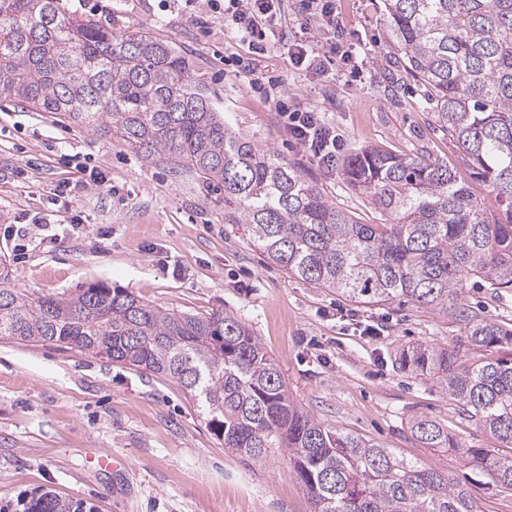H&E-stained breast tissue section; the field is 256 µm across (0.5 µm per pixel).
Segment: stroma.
Returning <instances> with one entry per match:
<instances>
[{
    "label": "stroma",
    "instance_id": "stroma-1",
    "mask_svg": "<svg viewBox=\"0 0 512 512\" xmlns=\"http://www.w3.org/2000/svg\"><path fill=\"white\" fill-rule=\"evenodd\" d=\"M67 6L187 49L225 124L360 223L380 216L342 172H323L290 142L274 102L252 79L282 83L289 107L320 112L341 135L344 154L378 147L430 155L467 182L483 209L504 208L491 186L471 178L425 88L389 52L381 0H339L350 59L325 78L289 68L282 50L253 53L222 22L197 28L184 0ZM64 154L85 158L107 185L56 196V186L76 175L61 164ZM102 228L108 238H99ZM0 259L5 287L34 298L99 282L169 311L230 314L275 358L291 399L317 421L388 443L467 483L476 512H512L511 494L410 434V421L425 415L467 446L512 456V445L465 419L432 382L398 367L409 345L461 343L447 316L411 302L354 304L288 275L267 262L244 225L225 223L223 190L189 169L144 162L119 141L2 97ZM101 453L118 465H98ZM47 490L92 512H314L283 450L272 449L259 466L231 454L177 380L0 338V512H23Z\"/></svg>",
    "mask_w": 512,
    "mask_h": 512
}]
</instances>
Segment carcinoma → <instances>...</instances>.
Here are the masks:
<instances>
[{
  "instance_id": "cac0c4a2",
  "label": "carcinoma",
  "mask_w": 512,
  "mask_h": 512,
  "mask_svg": "<svg viewBox=\"0 0 512 512\" xmlns=\"http://www.w3.org/2000/svg\"><path fill=\"white\" fill-rule=\"evenodd\" d=\"M382 3L387 47L426 88L474 177L508 199L506 218L483 210L448 165L366 148L342 161L348 185L382 217L361 224L224 125L178 46L76 17L66 0H0V97L223 187L225 223L246 225L269 263L318 288L357 304L398 299L448 316L463 343L409 346L399 368L512 444V326L461 299L471 278L512 290V0ZM0 337L177 380L228 452L261 465L269 449H285L315 512H473L458 479L301 410L275 359L229 314L170 312L104 283L37 298L1 287ZM409 429L422 447L454 451L512 493V457L469 448L427 416ZM25 512L83 510L44 493Z\"/></svg>"
}]
</instances>
